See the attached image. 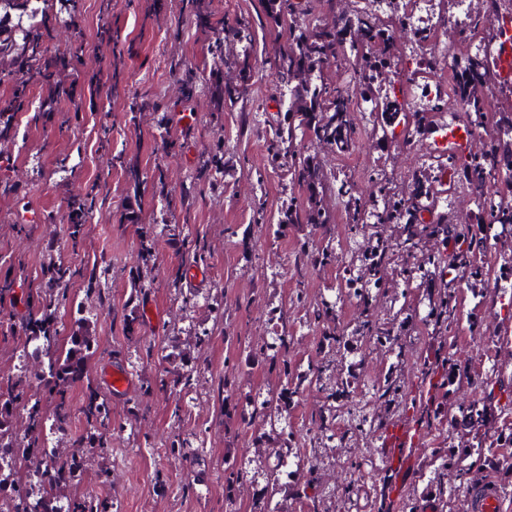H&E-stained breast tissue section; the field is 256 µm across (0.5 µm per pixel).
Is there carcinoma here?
<instances>
[{
  "mask_svg": "<svg viewBox=\"0 0 512 512\" xmlns=\"http://www.w3.org/2000/svg\"><path fill=\"white\" fill-rule=\"evenodd\" d=\"M44 12L38 23L17 33L0 24V78L11 77L13 84L8 103L0 105V146L16 139V116L34 111L36 123L53 121L64 103L81 106L78 86L90 92L112 85L104 76L101 63H78L62 49L48 53L51 41L64 34L67 40L80 37L75 21L78 0H44ZM262 25L285 32L287 47L272 60L277 83L289 94L288 109L276 112L271 132L265 140L268 162L297 188L288 205L277 210L274 222L311 229V237L301 243L298 261L339 269V297L355 307L353 319L341 326L335 301L324 300L307 313L306 323L321 330L327 354L307 367L288 361L293 337L288 334V308L279 309L281 331L273 341L260 345V353L278 370L279 384L260 402H249V410L240 424L250 429L262 419L278 429L280 439L294 442L297 431L286 426L295 403L311 392L317 405L308 415L307 431L314 446L323 448L337 439H377L393 417L416 408V399L408 397L398 365L409 358V350L396 336L408 319L411 303L401 292V306L388 319L379 314V297L386 291V275L392 272L406 285L424 286L426 315L423 321L438 334L453 340L459 321L460 293L456 281H486L490 269L486 257L502 239L512 238V105L496 112L487 110L486 90L495 83L476 50L462 52L465 39L460 30L448 32V56L433 61L430 70L444 68L451 77V100L403 113L405 143H422V137L435 128L433 117L448 110V102L465 108L466 124L485 130L484 139L468 151L455 156L451 165L453 184L470 197L472 212L454 218L446 212H432L438 188L412 172L399 179L380 169L368 176V184L358 185L350 176H339L328 166L326 156L343 159L352 154L362 128L358 113L350 108V93L373 104L368 113V136L384 148L392 149L389 129L398 113L395 100L387 93V74L400 52V43L391 38L392 29L401 23V15L410 0H395V13L384 19L373 13L364 0H264ZM187 9L197 26L209 34L204 63L200 71L181 79L168 108L187 109L202 99L213 119L224 117V110L244 100L254 70L253 35L245 22L229 23L218 16L211 0H187ZM42 90L38 103L31 91ZM226 168L224 141L215 144L211 155L190 178L188 185L174 191L167 171L155 167L151 180L135 159L124 165L128 190L133 196L145 193L147 185L166 190L171 207L184 204L190 189L202 187L212 194L224 193L221 174ZM98 204V192L77 190L67 203V232L72 244L85 236L87 222ZM341 208L347 225V238L355 246L337 252L335 212ZM479 224L475 231L472 225ZM431 242L434 249L424 250ZM181 255L194 263L210 257L207 243L190 235L181 239ZM81 279L85 294L99 297L102 308L111 305L101 296V273L96 266L77 268L64 261L50 260L41 271L38 288L29 296L27 317L21 326L23 344L30 345L31 357L44 364L36 376L42 391L32 393L31 384L18 380L0 383V458L16 457L21 463L35 464L32 473L17 469L0 473V493L11 492L15 512H111L112 502L96 493L76 491L62 499L57 492L69 485L87 466L77 453L49 467L43 429L46 420L44 397L53 401L54 425L69 426L72 416L71 388L88 380V369L97 345L91 336L89 320L80 317L76 326L59 343L57 319L69 301L68 287ZM140 315L129 310L122 319L125 336L141 333ZM364 342L369 352L390 364L382 378L358 383L335 371L337 361L354 354L349 338ZM422 376L430 379V388L420 416L444 427L448 434L461 429L471 441L445 453L434 451L423 459L421 478L426 489L441 504L440 512H460L452 507V484L468 485L488 463L512 460V416L502 414L500 402L512 405V389L485 383L483 396L448 412L441 397L446 390L463 391L476 384L471 373L447 355L433 363L420 365ZM194 371L175 372L143 392L182 391L191 387ZM23 411L27 440L18 446L12 439L18 411ZM82 413L86 434L77 439V447L108 448L107 434L112 422L111 398L90 391ZM318 457L306 456V471L288 495L305 512H326L323 495L316 489ZM244 474L235 466L224 468V493L236 495ZM283 492L279 473L273 469L253 503V512H275L272 503Z\"/></svg>",
  "mask_w": 512,
  "mask_h": 512,
  "instance_id": "obj_1",
  "label": "carcinoma"
}]
</instances>
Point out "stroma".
<instances>
[{
	"mask_svg": "<svg viewBox=\"0 0 512 512\" xmlns=\"http://www.w3.org/2000/svg\"><path fill=\"white\" fill-rule=\"evenodd\" d=\"M80 14L82 36L70 44L71 53L81 59L97 53L118 60L119 91L109 99L84 98L83 119L76 126L68 124L63 112L48 126L21 119L18 137L0 162V181L23 185L21 194H0V281L12 282L15 295L14 300L0 302V379L17 374L25 298L48 257L104 268L101 285L112 299V311L98 313L94 321L98 354L89 381L99 391H107L106 373L120 366L129 373L130 390L112 399V418L123 427L112 431L106 451L88 449L82 488L103 490L118 512H251L253 496L264 486L269 470L279 458H293L298 451L285 448L274 453L271 445L257 442L253 431L240 429L229 419V412L241 409L245 398L275 389L278 378L264 361H255L236 368L238 390L224 397L220 392L224 359L230 351L259 345L275 335L272 312L288 305L296 284L304 285L311 300H338L335 270H311L305 278H297L293 262L300 233L281 237L252 228L255 201H263L273 212L289 196L280 174L267 172L260 183L252 178L266 165L264 141L271 113L263 105L280 92L269 61L286 37L273 30H255L254 77L244 101L226 110L222 123H214L199 104L189 119L179 112L159 111L141 113L134 120L128 113L129 100L146 94L164 101L173 97L178 78L171 68L173 61H180L186 70L200 66L206 34L190 21L183 0H112L107 14L101 13L100 0H81ZM104 24L112 29L108 49L99 48L97 41ZM219 136L226 158L234 165L232 175L224 179L223 197L197 196L186 207L173 209L162 196L149 192L141 203L140 223H123L126 185L118 157L139 155L147 169L164 164L171 182L178 185L203 163ZM338 166L354 176L378 166L402 175L423 168L430 180L438 178L436 168H424L414 156L386 158L366 136ZM99 183L105 184L107 195L89 220L82 243L72 245L62 222L67 200L75 188L91 190ZM49 212L56 214L57 223H43ZM177 232L207 241L211 256L202 266L201 278L186 273L180 282H173L180 265L173 246ZM146 238L153 248L143 258L140 244ZM135 281L141 285L137 293L131 290ZM190 288L196 291L197 302L186 307L181 294ZM483 293V284L462 286V325L455 333L452 353L476 374L498 370L507 383L512 381V288L500 290L493 307L483 302ZM218 302L224 306L220 320L212 310ZM130 304L154 311L134 338L121 331L122 312ZM472 318L483 320L485 335L468 333L465 323ZM203 328L211 336L201 349L195 338ZM402 341L413 355L400 373L407 390L416 395L427 387L418 364L430 349L442 346L443 339L418 320ZM187 365L196 371L190 389L144 395L146 381ZM169 434L186 440L193 452L191 460L166 454L163 438ZM467 438L463 430L449 438L435 427L422 428L403 450L411 464L390 468L392 482L401 487L399 499L433 506V499L422 494V458L433 449L461 445ZM355 449L333 442L317 451L321 481L333 493L326 501L330 512H370L377 483L372 472L357 475V496L347 499L335 493L345 477L343 464ZM228 462L246 474L233 504L224 499ZM102 470L112 473L111 485L103 489L96 481Z\"/></svg>",
	"mask_w": 512,
	"mask_h": 512,
	"instance_id": "35a3bbf8",
	"label": "stroma"
}]
</instances>
